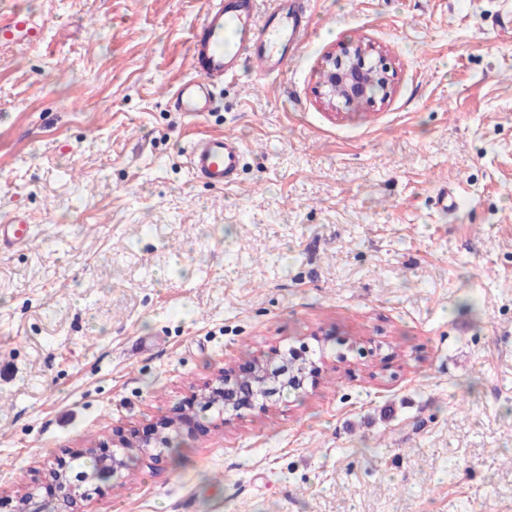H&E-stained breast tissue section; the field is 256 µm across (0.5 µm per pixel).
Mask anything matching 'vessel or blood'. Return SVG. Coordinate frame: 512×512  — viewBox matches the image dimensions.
Here are the masks:
<instances>
[{
    "mask_svg": "<svg viewBox=\"0 0 512 512\" xmlns=\"http://www.w3.org/2000/svg\"><path fill=\"white\" fill-rule=\"evenodd\" d=\"M30 16L12 12L1 38L36 36ZM310 34L305 0H270L258 14L254 0H207L203 19L193 33L189 58L193 73L171 92L169 103L182 115L197 118L213 111L216 91L234 78L246 59H253L263 75L282 74L300 43ZM245 149L233 134H201L188 149V168L195 179L217 189L238 181ZM31 227L21 218L0 224V249L26 245Z\"/></svg>",
    "mask_w": 512,
    "mask_h": 512,
    "instance_id": "obj_1",
    "label": "vessel or blood"
}]
</instances>
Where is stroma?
<instances>
[{
  "label": "stroma",
  "mask_w": 512,
  "mask_h": 512,
  "mask_svg": "<svg viewBox=\"0 0 512 512\" xmlns=\"http://www.w3.org/2000/svg\"><path fill=\"white\" fill-rule=\"evenodd\" d=\"M204 2L0 0L42 27L0 42V224L35 230L0 249V489L280 344L326 350L301 395L89 512H512V0H308L283 74L187 118ZM347 41L392 93L337 112L317 68ZM199 133L243 140L233 188L191 177Z\"/></svg>",
  "instance_id": "1"
}]
</instances>
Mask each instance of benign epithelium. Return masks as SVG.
Here are the masks:
<instances>
[{
  "instance_id": "obj_1",
  "label": "benign epithelium",
  "mask_w": 512,
  "mask_h": 512,
  "mask_svg": "<svg viewBox=\"0 0 512 512\" xmlns=\"http://www.w3.org/2000/svg\"><path fill=\"white\" fill-rule=\"evenodd\" d=\"M386 66L383 50L364 43H341L321 57L318 68L320 94L324 102L334 110L352 104L363 106L372 103L376 87L382 88L381 98L390 94L389 82L385 76ZM241 367H224L194 394L193 404H199L214 411L219 419L224 415H238L241 406L237 398L242 394V384L260 381L264 390L250 396L252 404L264 411L276 405V396L285 389L299 390L303 383L300 375L308 367L294 365L288 361V351L277 347L262 357L249 360ZM208 434V427L202 425L195 411L177 406L173 413L165 416L157 426L143 432L112 430L111 447L104 453L101 448L88 445L74 450L94 459L92 470L77 477L65 469L50 468L44 476V483L54 487V493L40 496L32 490L0 492V510L6 512H86L83 487L88 483L111 484L113 488L126 485L132 472V465L141 457L159 462L165 451L183 445L189 439Z\"/></svg>"
}]
</instances>
